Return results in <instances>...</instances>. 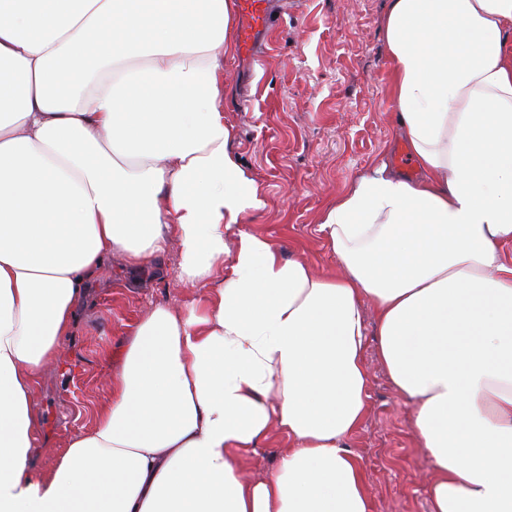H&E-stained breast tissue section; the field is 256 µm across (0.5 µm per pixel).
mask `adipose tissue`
Wrapping results in <instances>:
<instances>
[{"instance_id": "ef3b65f1", "label": "adipose tissue", "mask_w": 512, "mask_h": 512, "mask_svg": "<svg viewBox=\"0 0 512 512\" xmlns=\"http://www.w3.org/2000/svg\"><path fill=\"white\" fill-rule=\"evenodd\" d=\"M233 0H0V512H372L362 310L411 406L430 512H512V0H389L417 178L375 165L316 231L338 270L226 231ZM205 284L132 328L109 401L35 474L34 384L104 259ZM279 463L244 469L273 439Z\"/></svg>"}]
</instances>
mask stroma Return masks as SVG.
Masks as SVG:
<instances>
[{"label":"stroma","instance_id":"stroma-1","mask_svg":"<svg viewBox=\"0 0 512 512\" xmlns=\"http://www.w3.org/2000/svg\"><path fill=\"white\" fill-rule=\"evenodd\" d=\"M388 0H297L271 33V51L252 72L224 60L231 86L251 85V102L228 99L234 149L259 182L266 205L227 232L261 236L316 270L336 269L335 255L315 231L322 211L351 181L381 159L396 164L408 147L392 112L382 22ZM176 246L162 275L134 281L122 256L109 257L76 313L59 359L34 390L40 423L34 473L49 471L75 434L91 429L107 400L122 343L157 305L184 310L199 290L176 277ZM370 413L351 447L366 467L374 512H429L431 466L410 434V408L393 390L368 346Z\"/></svg>","mask_w":512,"mask_h":512}]
</instances>
